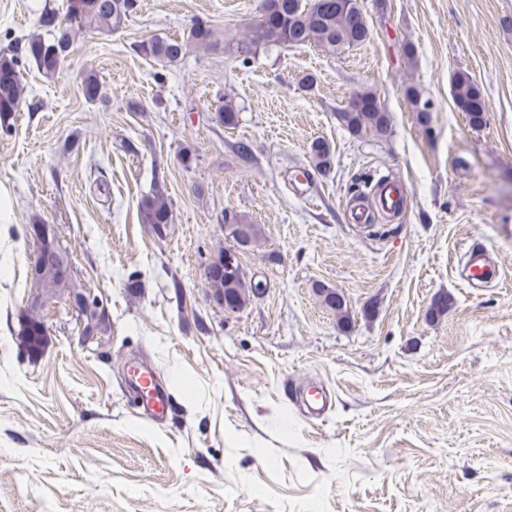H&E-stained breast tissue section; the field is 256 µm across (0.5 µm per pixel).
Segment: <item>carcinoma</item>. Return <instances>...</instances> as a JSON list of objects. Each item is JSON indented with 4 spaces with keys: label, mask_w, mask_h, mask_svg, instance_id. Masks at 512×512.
Here are the masks:
<instances>
[{
    "label": "carcinoma",
    "mask_w": 512,
    "mask_h": 512,
    "mask_svg": "<svg viewBox=\"0 0 512 512\" xmlns=\"http://www.w3.org/2000/svg\"><path fill=\"white\" fill-rule=\"evenodd\" d=\"M135 0H67L66 24H61L57 15L47 13L42 18L46 34L31 36L26 44V56L36 65L38 71L48 79H55L62 73V67L46 62L51 48L67 34L73 38L75 30L84 29L112 33L123 28L131 17ZM361 10L357 0H263L262 15L266 21L255 25L254 31L263 32L260 40L243 41L237 45L240 55L253 53V45L261 42L266 47L293 48L313 43L327 51H338L366 41L369 29L361 26L358 17ZM220 45L214 28L203 20L196 21L186 39L152 37L137 45L138 52L163 65L183 58L188 48L195 46L203 50H215ZM25 84L17 57L0 54V128L8 129V120L16 112L24 98ZM453 99L459 110L468 114L473 126L485 122L486 104L483 88L469 73L457 71L452 77ZM346 128L356 135L372 132L383 136L388 131L389 116L382 107L376 93L363 90L355 93L347 108L338 113ZM142 222L157 228L172 221L171 207L164 192L155 188L142 197L140 203ZM48 236L40 240V249L35 258V274L32 282L41 293L50 296L60 288H67L81 303L87 295L83 286L67 277L68 269L64 261L70 260V250L56 241V233L46 226ZM224 238H240L245 246L256 243V225L248 223L238 213H231L224 220ZM210 276L206 277L209 295L224 309H242L255 295L256 286L247 280L241 264L229 268L225 251H220L206 266ZM323 304L336 312L339 321L345 324L349 314L344 296L339 292L320 286L317 288ZM31 305L19 319L18 336L28 351L39 354L46 342V333L35 334L32 326L38 322ZM86 320L84 333L89 335L94 329H103L108 324V316L102 307L80 309Z\"/></svg>",
    "instance_id": "cac0c4a2"
}]
</instances>
